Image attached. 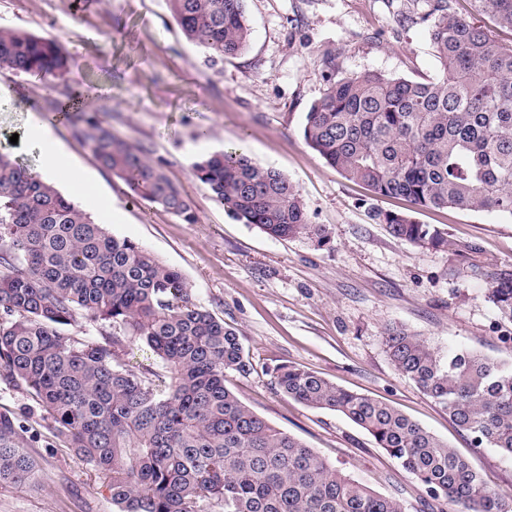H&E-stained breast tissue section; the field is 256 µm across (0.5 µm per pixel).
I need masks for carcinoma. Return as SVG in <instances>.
<instances>
[{
	"label": "carcinoma",
	"instance_id": "obj_1",
	"mask_svg": "<svg viewBox=\"0 0 512 512\" xmlns=\"http://www.w3.org/2000/svg\"><path fill=\"white\" fill-rule=\"evenodd\" d=\"M245 2L167 0L186 40L221 59L248 47ZM453 2L430 0L424 15L410 18L427 24L440 77L338 78L331 60L303 138L377 195L512 218V47L497 45ZM472 2L512 27V0ZM0 70L56 79L71 59L57 38L0 27ZM83 122L75 134L135 198L195 222L162 165L111 123L93 115ZM192 170L225 211L268 236L330 241L279 170L236 148L202 155ZM375 217L395 239L447 243L443 230L407 213ZM488 293L512 323V273L493 277ZM81 319L82 335L66 334ZM383 339L397 371L448 411L473 447L512 456V365L466 349L443 359L404 328ZM137 341L164 372L123 363ZM251 368L237 332L197 304L180 271L0 152V379L34 397L65 447L104 478L120 512H407L253 412L226 385ZM273 378L289 398L364 429L430 499L455 512H512V496L488 487L465 457L396 407L291 364ZM37 482L18 418L1 409L0 484Z\"/></svg>",
	"mask_w": 512,
	"mask_h": 512
}]
</instances>
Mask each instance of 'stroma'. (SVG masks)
Here are the masks:
<instances>
[{
  "mask_svg": "<svg viewBox=\"0 0 512 512\" xmlns=\"http://www.w3.org/2000/svg\"><path fill=\"white\" fill-rule=\"evenodd\" d=\"M429 0H246L248 49L221 60L189 43L166 0H0V27L59 38L75 65L55 88L0 71V144L14 159L40 166L25 137L48 124L83 176L57 187L106 224L179 270L199 304L240 336L253 368L227 385L259 416L313 448L337 470L386 496H405L421 512L427 494L374 439L343 415L283 395L272 370L292 363L385 401L467 458L486 484L512 495V459L471 438L392 364L383 335L404 326L440 354L465 348L512 363V323L488 297L492 277L512 271V219L494 212L411 210L375 195L327 165L303 138L311 105L326 91L328 56L337 76L374 71L412 80L442 70L426 25L406 23ZM87 96L80 110L163 164L197 217L188 224L132 198L76 138L53 102ZM208 139L196 137L199 128ZM240 147L299 188L309 221L330 241L279 240L242 223L192 174L197 156ZM413 211L443 229L434 248L397 240L376 212ZM469 245L460 256V245ZM0 407L20 420L24 448L41 466L37 486L0 485V512H117L103 478L54 437L32 397L0 380Z\"/></svg>",
  "mask_w": 512,
  "mask_h": 512,
  "instance_id": "stroma-1",
  "label": "stroma"
}]
</instances>
